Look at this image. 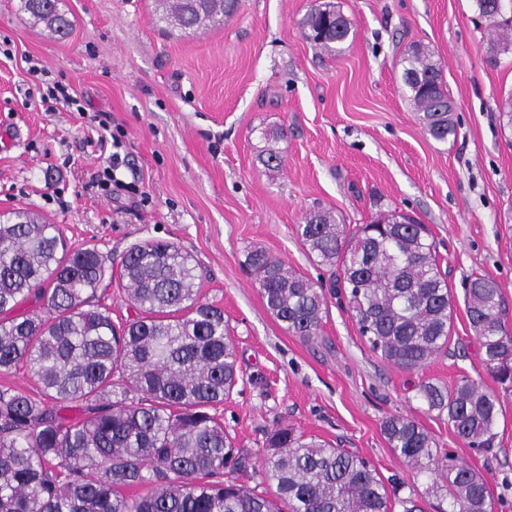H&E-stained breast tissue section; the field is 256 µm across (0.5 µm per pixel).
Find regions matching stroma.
<instances>
[{
  "mask_svg": "<svg viewBox=\"0 0 512 512\" xmlns=\"http://www.w3.org/2000/svg\"><path fill=\"white\" fill-rule=\"evenodd\" d=\"M316 2L239 0L223 24L173 36L153 0H61L73 31L57 40L21 0H0V213L34 210L116 266L138 242L191 253L199 296L223 309L237 354L239 383L217 414L241 448L261 452L266 431L288 425L366 457L436 512L429 479L381 433L384 417L400 414L486 479L496 512H512V384L484 371L464 305L468 277L486 275L512 329V129L500 118L512 53L491 56L493 25L474 0H335L352 31L326 53L301 27ZM411 46L442 70L457 130L448 141L425 131L409 100L401 57ZM34 64L82 111H48ZM271 129L285 133L276 170L258 160ZM114 136L132 199L102 185ZM316 206L351 225L396 209L428 227L454 312L447 351L422 375L448 386L468 377L494 393L497 448H468L417 396L413 375L369 349L337 299L314 343L268 312L246 252L328 281L295 232Z\"/></svg>",
  "mask_w": 512,
  "mask_h": 512,
  "instance_id": "stroma-1",
  "label": "stroma"
}]
</instances>
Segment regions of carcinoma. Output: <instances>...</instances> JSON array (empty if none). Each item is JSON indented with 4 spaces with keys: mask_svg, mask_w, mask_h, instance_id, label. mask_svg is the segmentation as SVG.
Instances as JSON below:
<instances>
[{
    "mask_svg": "<svg viewBox=\"0 0 512 512\" xmlns=\"http://www.w3.org/2000/svg\"><path fill=\"white\" fill-rule=\"evenodd\" d=\"M483 18L498 0H475ZM163 19L182 34L233 16L237 0H158ZM24 10L55 37L73 22L58 0H24ZM305 37L334 51L351 22L333 6L314 5ZM403 80L427 133L455 134L441 69L418 47L403 57ZM296 234L315 263L331 271L330 293L261 249L245 266L271 315L304 342L318 340L327 296L344 299L373 352L419 374L444 351L453 304L428 230L397 212L348 227L313 209ZM121 277L135 317L114 323L101 303L112 257L97 245L71 248L35 211L0 214V374L23 365L40 386L33 396L0 387V512H424L414 493L399 495L366 458L291 427L267 433L261 467L239 448L212 410L239 380L224 311L198 296L195 259L168 241L133 245ZM43 310L19 313L30 300ZM498 284L467 279L465 306L488 375L512 381V331L502 320ZM431 410L471 448L495 447L500 406L468 378L449 388L413 382ZM72 408L78 417L64 415ZM391 451L444 480L446 512H494L488 483L454 454H440L415 420L386 416ZM244 477L255 483L249 487ZM148 484L144 496L121 489Z\"/></svg>",
    "mask_w": 512,
    "mask_h": 512,
    "instance_id": "1",
    "label": "carcinoma"
}]
</instances>
